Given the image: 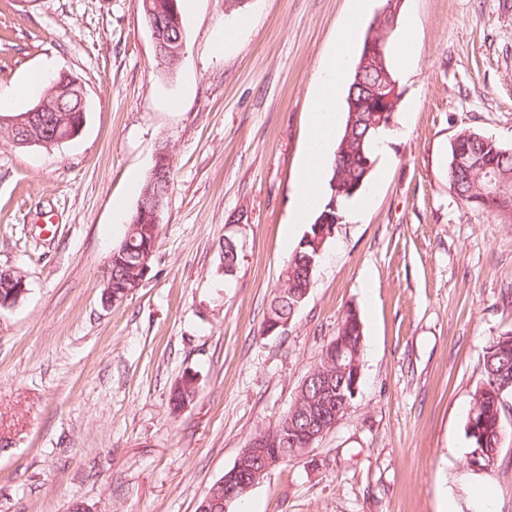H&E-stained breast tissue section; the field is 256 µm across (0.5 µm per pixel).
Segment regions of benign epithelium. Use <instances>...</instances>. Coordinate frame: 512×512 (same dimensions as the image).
<instances>
[{
  "mask_svg": "<svg viewBox=\"0 0 512 512\" xmlns=\"http://www.w3.org/2000/svg\"><path fill=\"white\" fill-rule=\"evenodd\" d=\"M397 4H399V0H385L384 7L375 16L371 24V36L364 46L357 68L360 76L358 84L361 97L374 103L372 111L378 113L379 116V119L371 122V126L374 128L384 123L392 124L393 112L397 110L400 102L398 83L392 78L387 69V40L383 37L384 32L394 27L398 11ZM147 27L152 35L154 57L158 63L164 64L171 59L177 60L180 58L183 48L181 41L163 40L158 36L152 22L147 23ZM60 82L66 84V87L63 88L64 95L76 94L78 105L75 112H73L75 119L57 120V114L66 113L63 99L47 96L27 112H20L6 118L0 117V127L17 135V138L13 140L15 145L37 144L51 147L72 140L81 133L88 105L86 89L77 77L65 71L60 73V79L52 81V86L55 87ZM45 113L51 115L52 119L47 123H42L43 129L37 132L33 131L32 124L35 123V119ZM173 165L174 159L169 149L165 148L157 151L152 170L154 182L158 184V187L149 191L145 201L140 204L141 219L150 224L163 223L169 194L160 187V184L164 183ZM5 276L12 281V288L6 294L0 292V310L15 306L27 293L25 278L15 276L11 269H0V279ZM102 285L104 287L105 303L110 305L117 302L119 296L112 295V259L110 258L107 259L104 268ZM355 329H360L358 319L351 317L341 324V335L333 341L336 366L344 373V380L348 383V389L354 395L358 392L361 368L357 357L354 356L349 359L347 358V352L351 349L349 334ZM351 401L352 398L344 394L336 397V406L330 410V422L322 425L321 431L318 433L314 432L312 426L300 433L302 441L306 442V448H311L318 438L334 427L348 410ZM267 447H269V441L265 432L262 431L252 438L247 450L248 454L260 458L261 469L253 471L251 475L241 473L237 469L224 475V504L228 505L245 496L259 482L262 475L283 462L281 457H269L265 452Z\"/></svg>",
  "mask_w": 512,
  "mask_h": 512,
  "instance_id": "benign-epithelium-1",
  "label": "benign epithelium"
}]
</instances>
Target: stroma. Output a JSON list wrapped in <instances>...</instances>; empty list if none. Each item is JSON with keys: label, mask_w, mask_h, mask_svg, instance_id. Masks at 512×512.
<instances>
[{"label": "stroma", "mask_w": 512, "mask_h": 512, "mask_svg": "<svg viewBox=\"0 0 512 512\" xmlns=\"http://www.w3.org/2000/svg\"><path fill=\"white\" fill-rule=\"evenodd\" d=\"M167 73L134 0H0V92L28 72L79 77L90 110L62 146L0 138V267L28 291L0 310V512H195L287 412L347 309L364 329L350 408L229 512H512V434L469 468L485 350L512 331V224L450 192L463 129L512 146V0H403L418 54L364 189L283 334L260 335L306 231L291 221L322 58L350 0H191ZM238 40L216 53L225 27ZM174 186L152 270L103 303L158 146ZM239 264L225 276V237ZM195 374L194 402L169 394Z\"/></svg>", "instance_id": "1"}]
</instances>
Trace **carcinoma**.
I'll return each mask as SVG.
<instances>
[{
  "mask_svg": "<svg viewBox=\"0 0 512 512\" xmlns=\"http://www.w3.org/2000/svg\"><path fill=\"white\" fill-rule=\"evenodd\" d=\"M152 4L155 6L157 29L168 37L185 38L187 19L184 17L182 0H152ZM372 116L371 112H358L354 115L345 112L340 138L328 161L329 199H337L340 208L356 196L354 189L357 185L365 186L370 181V176L366 175V165L370 161H376L374 145L380 134L387 131L385 126L377 129L368 127V119ZM457 139L461 140L462 147L469 149L474 162H494L497 167L512 171V147H507L485 135L481 137L479 133L469 129L461 130L457 134ZM448 188L455 192L465 205L471 204L474 198L481 197L485 201V206L501 210L495 186L486 178L478 177L476 170L469 173L448 169ZM330 211L331 203L328 202L309 224L307 234L303 235V239L292 252L282 271L281 284L268 304L260 333H265L274 321L293 320L303 305L301 298L312 288L315 274V271L309 269V259L316 256L317 252L324 251L326 244L334 237L332 232L324 236L316 231L317 225L328 220ZM137 216L138 211L131 213L127 222V237L112 250V273L116 274L120 281L128 284L142 274V271L138 270L139 248L145 243L152 248L155 247L160 234V227L140 224ZM510 338L512 332L503 333L493 338L486 347L482 375L472 395V406H477L478 395L489 394L504 380H512V345L508 343ZM319 366L324 368V372L330 377L331 394L323 393L316 383H310L307 389L299 392L295 398L300 406L294 411H287L275 423V428H281L287 433L303 430L309 424L307 413L314 404L317 405L315 417H322L327 401L330 396L336 395V386L339 385V381L336 380V363L333 362L329 343L322 349ZM197 389L198 382L193 376L177 383L169 397L172 410L192 403L197 395ZM499 431L507 432L504 421L498 422L496 418H491L488 433L480 437L474 436L471 439L472 447L496 448ZM197 509H203L205 512H225L224 493L208 488L199 500Z\"/></svg>",
  "mask_w": 512,
  "mask_h": 512,
  "instance_id": "1",
  "label": "carcinoma"
}]
</instances>
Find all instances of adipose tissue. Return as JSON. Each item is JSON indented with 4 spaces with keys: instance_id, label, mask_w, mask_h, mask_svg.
Listing matches in <instances>:
<instances>
[{
    "instance_id": "1",
    "label": "adipose tissue",
    "mask_w": 512,
    "mask_h": 512,
    "mask_svg": "<svg viewBox=\"0 0 512 512\" xmlns=\"http://www.w3.org/2000/svg\"><path fill=\"white\" fill-rule=\"evenodd\" d=\"M369 0H353L346 21L340 26L333 49L323 58L322 76L313 91L308 115L303 157L297 172L294 222H303L323 204L328 156L341 125L339 101L349 81L356 45V31Z\"/></svg>"
}]
</instances>
